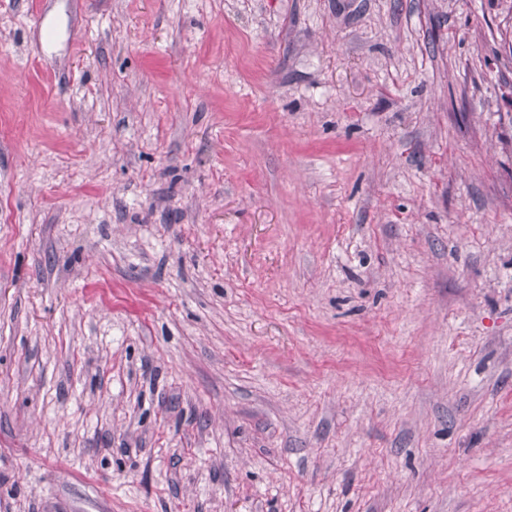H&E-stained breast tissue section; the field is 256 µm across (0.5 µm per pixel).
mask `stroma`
<instances>
[{
  "label": "stroma",
  "instance_id": "1",
  "mask_svg": "<svg viewBox=\"0 0 512 512\" xmlns=\"http://www.w3.org/2000/svg\"><path fill=\"white\" fill-rule=\"evenodd\" d=\"M0 512H512V0H0Z\"/></svg>",
  "mask_w": 512,
  "mask_h": 512
}]
</instances>
